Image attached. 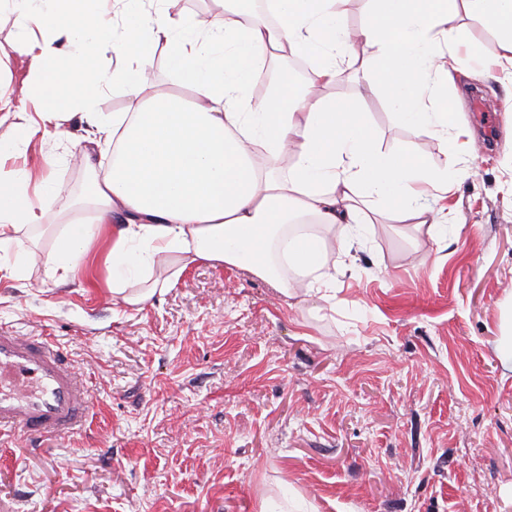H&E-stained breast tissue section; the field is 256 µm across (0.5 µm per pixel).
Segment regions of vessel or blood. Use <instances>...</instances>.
Instances as JSON below:
<instances>
[{
  "label": "vessel or blood",
  "instance_id": "1",
  "mask_svg": "<svg viewBox=\"0 0 512 512\" xmlns=\"http://www.w3.org/2000/svg\"><path fill=\"white\" fill-rule=\"evenodd\" d=\"M91 403L84 378L48 336L0 327V433L43 439L80 431Z\"/></svg>",
  "mask_w": 512,
  "mask_h": 512
}]
</instances>
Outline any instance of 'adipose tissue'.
Masks as SVG:
<instances>
[{
	"mask_svg": "<svg viewBox=\"0 0 512 512\" xmlns=\"http://www.w3.org/2000/svg\"><path fill=\"white\" fill-rule=\"evenodd\" d=\"M144 0H0L9 7L21 43L43 77L36 89L41 118L60 124L77 118L94 142L112 143L109 170L81 161L91 176L92 224H55L45 259L55 281L74 278L96 259L113 294L129 305L171 287L184 269L212 262L248 269L281 291L289 268L310 278L324 301L335 296L336 257L369 234L367 212H386L415 229L435 226L429 194L448 196L444 167L428 168L412 149L385 153L351 104L320 90L342 72L350 40L371 49L359 74L366 88L383 87L400 121L415 132L447 134L450 115L420 90L432 74L469 68L470 58L440 55L438 37L456 44L452 22L463 11L488 17L498 40L496 64L512 70V0H369L364 23L348 33L342 18L349 0H272L275 24H258L225 0L222 19L173 20L143 9ZM118 62L98 67L103 42ZM191 99L150 90L156 43ZM309 55L302 83L284 82L266 99L249 89L272 50ZM133 103L104 117L97 110L105 87ZM12 93L0 81V158L21 156L36 130L14 120ZM291 157L286 171L270 161ZM61 187L35 180L27 168L0 173V247L23 229L42 226ZM339 231L330 251L323 228ZM161 264L160 285L130 291L140 272Z\"/></svg>",
	"mask_w": 512,
	"mask_h": 512,
	"instance_id": "obj_1",
	"label": "adipose tissue"
}]
</instances>
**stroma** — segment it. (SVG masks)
I'll return each mask as SVG.
<instances>
[{
  "label": "stroma",
  "instance_id": "stroma-1",
  "mask_svg": "<svg viewBox=\"0 0 512 512\" xmlns=\"http://www.w3.org/2000/svg\"><path fill=\"white\" fill-rule=\"evenodd\" d=\"M475 76L444 98L472 143L414 133L384 89L343 74L325 97L355 102L382 150L423 164L457 156L435 238L411 240L373 215L336 299L285 298L248 271L196 263L128 306L84 276L58 283L51 234L26 229L8 255L27 279L0 281V324L52 337L90 380L85 430L33 445L0 436V512H512V75L492 68L486 20L459 13ZM0 16V73L14 98L36 76ZM93 150L79 121L31 142L28 166L70 196ZM53 165H46V158Z\"/></svg>",
  "mask_w": 512,
  "mask_h": 512
}]
</instances>
